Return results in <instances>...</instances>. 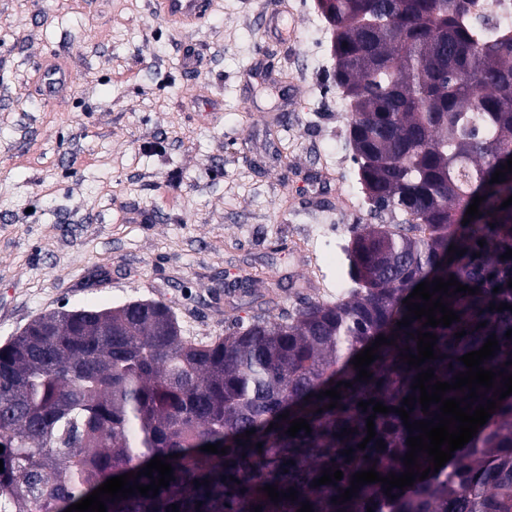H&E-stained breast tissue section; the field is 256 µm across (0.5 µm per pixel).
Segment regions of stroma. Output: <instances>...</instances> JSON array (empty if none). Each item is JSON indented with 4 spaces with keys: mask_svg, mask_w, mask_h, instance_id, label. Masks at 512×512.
<instances>
[{
    "mask_svg": "<svg viewBox=\"0 0 512 512\" xmlns=\"http://www.w3.org/2000/svg\"><path fill=\"white\" fill-rule=\"evenodd\" d=\"M211 0L197 29L152 0H0V346L61 307L169 303L220 336L250 269L270 316L333 300L374 216L344 146L350 107L317 0ZM196 67L186 70L187 56ZM72 72L46 99L41 69Z\"/></svg>",
    "mask_w": 512,
    "mask_h": 512,
    "instance_id": "obj_1",
    "label": "stroma"
}]
</instances>
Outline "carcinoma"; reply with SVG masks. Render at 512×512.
I'll return each instance as SVG.
<instances>
[{
    "instance_id": "obj_1",
    "label": "carcinoma",
    "mask_w": 512,
    "mask_h": 512,
    "mask_svg": "<svg viewBox=\"0 0 512 512\" xmlns=\"http://www.w3.org/2000/svg\"><path fill=\"white\" fill-rule=\"evenodd\" d=\"M473 2L329 0L320 7L332 30L336 84L350 105L347 142L358 183L373 211L398 219L355 225L345 248L352 286L336 300L304 297L286 316L257 314L215 338L182 335L163 302L63 308L0 348V512H65L156 456L171 463L169 486L154 497L108 501L107 512H172L173 504L179 512L258 505L297 512L306 501L313 512H512V395L439 472L392 488L393 499L376 482L332 502L358 471L404 473L406 440L419 435L399 414L378 413L375 439L357 448L373 415L359 402L400 408L407 396H420L411 389L418 373L432 368L434 379L453 381L467 371L458 358L493 335L499 350L482 367L512 374V338L505 337L512 311L488 310L512 306V258L500 259L512 249V205L501 207L512 196V172L490 183L512 158V29L477 25ZM478 195L479 216L459 222ZM451 245L463 256L450 255ZM452 275L478 288L470 295L451 286L453 294L442 295L460 320L397 326L418 284ZM245 281L250 305L269 304L255 285L273 283L258 273ZM419 330L436 334L438 359L415 369L399 355L407 346L418 354ZM379 335L394 344L378 348L367 367L372 377L359 381L352 360ZM339 381L352 386L338 387L341 399L328 409L330 397L319 394ZM299 418L311 434H285ZM343 428L354 433L337 437ZM378 440L385 449H376ZM206 444L227 454L201 451ZM349 448L350 460L342 454ZM327 468L342 479L314 486ZM266 485L292 487L297 499L274 503Z\"/></svg>"
}]
</instances>
